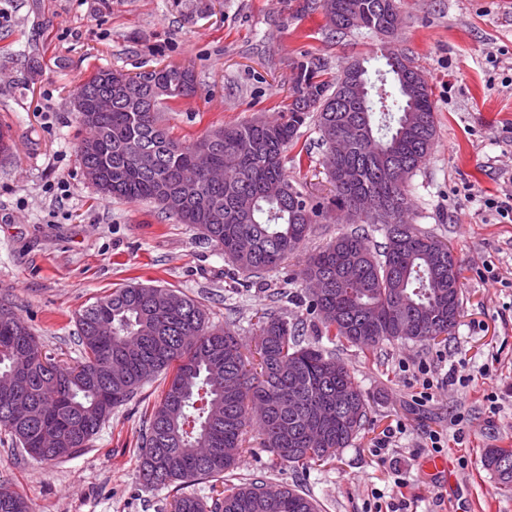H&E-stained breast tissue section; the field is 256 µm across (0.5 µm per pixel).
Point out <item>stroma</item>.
<instances>
[{
	"label": "stroma",
	"mask_w": 512,
	"mask_h": 512,
	"mask_svg": "<svg viewBox=\"0 0 512 512\" xmlns=\"http://www.w3.org/2000/svg\"><path fill=\"white\" fill-rule=\"evenodd\" d=\"M401 14L392 43L426 77L437 113L431 154L408 182L413 222L458 258L461 317L438 344L387 342L373 354L338 347L370 401L351 445L301 471L277 461L252 430L236 475L301 487L321 512H512V488L481 462L484 449L512 448V223H497L485 206L512 191V0H403ZM383 42L365 31L333 33L307 0H0V124L14 142L0 156V301L61 364L82 358L78 311L137 283L196 299L247 351L256 313L280 289L289 320L314 341L319 325L292 275L345 223L328 218L264 278L231 275L193 226L152 203L100 199L83 173L86 131L70 101L100 67L190 66L196 95L163 114L171 135L189 145L221 126L279 118L298 60L320 59L333 79ZM299 133L285 170L312 196H325L331 184L319 132L308 123ZM490 267L499 281L489 280ZM422 367L440 382L424 404L416 401ZM450 373L456 382L448 386ZM163 388L160 377L147 383L63 462L32 459L0 429V483L33 512H165L173 488L145 487L138 474V448ZM398 423L403 432L377 451L383 431ZM433 431L442 451L429 446ZM439 456L452 464L446 484L428 466Z\"/></svg>",
	"instance_id": "stroma-1"
}]
</instances>
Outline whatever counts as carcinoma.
Returning <instances> with one entry per match:
<instances>
[{
  "mask_svg": "<svg viewBox=\"0 0 512 512\" xmlns=\"http://www.w3.org/2000/svg\"><path fill=\"white\" fill-rule=\"evenodd\" d=\"M329 26L340 34L366 30L386 34L401 22L400 0H320ZM386 52L387 79L398 97L360 75L359 94L344 98L343 71L336 84L318 79L317 59L297 63L291 103L275 121L254 120L212 130L187 146L161 124V112L197 92L194 71L166 64L134 74L95 71L76 95L92 105L97 95L122 82L145 100L146 110L129 112L123 93L112 109L77 113L89 136L79 146L83 171L106 170L96 186L104 198L157 203L180 224L198 227L230 259L234 270L259 278L300 251L333 212L351 230L310 254L297 278L318 277L323 291L308 290L307 310L331 343L374 350L385 342H437L456 328L462 308V266L448 244L410 220L408 180L426 163L437 120L432 92L420 82L412 58ZM311 120L319 132L332 196L314 200L285 173L283 153ZM351 133L345 149L332 155L336 132ZM199 170L198 186L185 192L182 172ZM370 224L384 237L370 246L356 228ZM255 323L257 366H250L228 327L209 322L197 300L164 286L132 284L77 314L82 360L62 365L39 360L41 345L0 302V428L32 458L61 461L82 448L112 414L148 381L169 375L153 406L138 452L144 485L186 488L211 478L224 480V496L208 503L192 493L173 497L168 512H319L309 495L286 486L267 497L263 479L233 481L246 452L244 436L254 426L263 447L278 459L306 468L336 458L367 420L369 403L350 370L325 348L305 342L280 303ZM240 374L243 389L224 388L225 375ZM27 411L12 414L15 396ZM483 466L498 483L512 486V448H486ZM0 512H31L27 500L0 484Z\"/></svg>",
  "mask_w": 512,
  "mask_h": 512,
  "instance_id": "obj_1",
  "label": "carcinoma"
}]
</instances>
